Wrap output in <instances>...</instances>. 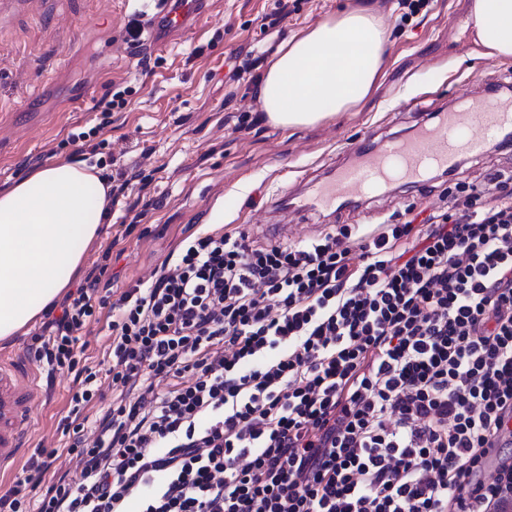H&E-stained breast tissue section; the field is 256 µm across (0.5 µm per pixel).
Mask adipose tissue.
Returning a JSON list of instances; mask_svg holds the SVG:
<instances>
[{"label":"adipose tissue","instance_id":"1","mask_svg":"<svg viewBox=\"0 0 512 512\" xmlns=\"http://www.w3.org/2000/svg\"><path fill=\"white\" fill-rule=\"evenodd\" d=\"M466 24L490 54L512 57V0H472ZM387 43L379 21L355 9L289 39L260 87L269 122L305 127L350 110L370 92ZM109 191L80 161L40 168L0 191V340L48 312L78 277Z\"/></svg>","mask_w":512,"mask_h":512}]
</instances>
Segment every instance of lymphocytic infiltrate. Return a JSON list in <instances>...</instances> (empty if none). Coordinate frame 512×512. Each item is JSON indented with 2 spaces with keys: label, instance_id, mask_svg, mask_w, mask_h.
<instances>
[{
  "label": "lymphocytic infiltrate",
  "instance_id": "lymphocytic-infiltrate-1",
  "mask_svg": "<svg viewBox=\"0 0 512 512\" xmlns=\"http://www.w3.org/2000/svg\"><path fill=\"white\" fill-rule=\"evenodd\" d=\"M174 255L110 307L101 415L77 343L105 265L45 325L36 360L80 370L81 479L30 458L0 512H512V453L483 477L512 415L511 174L420 220L274 245L223 225Z\"/></svg>",
  "mask_w": 512,
  "mask_h": 512
}]
</instances>
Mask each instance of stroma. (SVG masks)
<instances>
[{
  "label": "stroma",
  "instance_id": "stroma-1",
  "mask_svg": "<svg viewBox=\"0 0 512 512\" xmlns=\"http://www.w3.org/2000/svg\"><path fill=\"white\" fill-rule=\"evenodd\" d=\"M370 11L390 35L379 75L370 93L349 111L323 122L282 129L261 120L258 85L236 79L247 55L260 54L269 42L285 44L307 32L339 6ZM470 0H431L424 19L403 25L395 0H298V9L275 30L264 18L274 0H210L198 26L174 35L165 51L113 52L109 23H129L154 10L153 0H57L58 22L32 14L0 25V118L11 119L34 93H41L40 125L17 131L0 142V189L31 169L68 162L75 147L71 134L97 128L96 151L76 153L88 165L118 164L141 170L150 180V206L132 208L135 188L111 205L99 237L84 252L91 271L105 250L115 258L102 295L116 293L147 278L187 236L214 225H245L264 242L266 218L250 214L256 193H272L294 184L304 168H324L365 131L387 128L401 134L417 113L453 103L462 92L481 95L483 77L494 73L512 83V57H492L465 29ZM80 10L85 19L78 38L62 22ZM114 81L134 87L126 107L104 119L94 106ZM257 125L236 130L242 117ZM512 171V151L487 149L462 161L456 171L432 175L421 193L392 186L373 202L371 211L338 213L340 224L388 219L407 206L421 210L437 204L449 181H475L489 172ZM36 385L34 427L14 465L1 481L22 473L36 448L52 450L62 440L60 420L72 395L73 375L48 374L33 367Z\"/></svg>",
  "mask_w": 512,
  "mask_h": 512
}]
</instances>
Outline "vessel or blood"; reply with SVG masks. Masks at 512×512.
I'll return each mask as SVG.
<instances>
[{
  "instance_id": "1",
  "label": "vessel or blood",
  "mask_w": 512,
  "mask_h": 512,
  "mask_svg": "<svg viewBox=\"0 0 512 512\" xmlns=\"http://www.w3.org/2000/svg\"><path fill=\"white\" fill-rule=\"evenodd\" d=\"M55 0H0V16L36 11L53 19ZM208 0H158L145 29L151 49L167 45L170 33L192 30L206 12ZM512 131V102L461 99L459 106L432 113L417 122L410 136H387L368 130L349 151L345 162L302 177L303 191L284 188L264 203L265 212L291 210L299 218L321 219L356 207L382 193L393 182L407 187L427 184L433 170L449 171L464 158L481 154L489 141ZM30 366L23 355L0 359V470L16 461L32 425V395L20 384Z\"/></svg>"
}]
</instances>
